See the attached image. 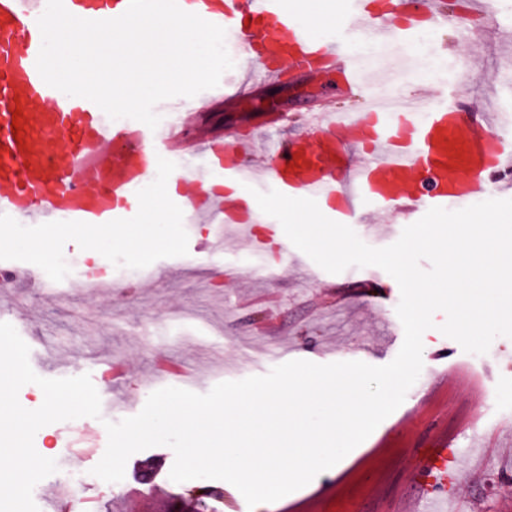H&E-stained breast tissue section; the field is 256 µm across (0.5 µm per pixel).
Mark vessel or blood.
<instances>
[{
  "instance_id": "1",
  "label": "vessel or blood",
  "mask_w": 512,
  "mask_h": 512,
  "mask_svg": "<svg viewBox=\"0 0 512 512\" xmlns=\"http://www.w3.org/2000/svg\"><path fill=\"white\" fill-rule=\"evenodd\" d=\"M47 0H0V226L19 221L78 227L130 224L142 209L141 189L155 169L157 149L175 152L191 141L201 162L182 173L170 200L179 212L210 224L248 231L265 251L277 228L252 232L238 199L205 193L215 170L224 184L242 183L315 199L336 222L357 219L361 208L409 219L485 194L512 169V143L503 136L512 115L471 118L464 107L429 104L413 92L403 112L379 108L368 72L352 52L361 38L412 43L417 31L444 26L443 0H342L335 34L322 37L290 12L285 0H178L186 12L223 27L226 38L253 67L255 78L220 82L204 101L179 102L170 125L156 134L140 121L115 123L92 101L47 85L36 60L42 44L38 19ZM86 20L121 16L129 0H64ZM318 79L339 74L345 91L361 92L362 112L312 114L306 136L267 143L255 161L252 139L198 133L206 110L274 82L283 72ZM21 111L20 134L12 114ZM416 468L431 483L448 473V443L416 449Z\"/></svg>"
}]
</instances>
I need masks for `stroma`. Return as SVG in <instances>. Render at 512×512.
Returning <instances> with one entry per match:
<instances>
[{
  "label": "stroma",
  "mask_w": 512,
  "mask_h": 512,
  "mask_svg": "<svg viewBox=\"0 0 512 512\" xmlns=\"http://www.w3.org/2000/svg\"><path fill=\"white\" fill-rule=\"evenodd\" d=\"M485 24L463 40L454 26L431 29V51L445 63L431 81L433 98L448 105L482 101L488 112L512 113V81L484 79L487 71H512V0H489ZM272 101L283 116L275 128L288 138L304 131L311 112L325 107L363 109L362 98L345 94L335 79L316 80L303 73L268 83L260 98L212 110L206 127L221 134H245L265 120L260 107ZM132 241L110 244L100 238V254L127 257L136 274L120 288L86 287L92 266L83 242L59 225L55 250L74 260L64 295L49 298L28 288L0 293V322L12 324L30 348L33 370L44 378L75 377L91 372V356L124 361L129 373L113 390H100L102 404L136 415L148 396L162 388L152 379L159 356L174 360L185 375L172 386L199 394L218 383L267 374L278 363L308 360L317 364L362 360L390 363L401 345L391 336L399 317L401 293L394 278L380 272L376 296L361 295V268L331 274L291 241L262 256L264 271L245 259L251 249L243 234L227 230L216 249L214 225L132 224ZM149 245V257L129 259L135 242ZM152 287H142L143 272ZM446 316L435 312L433 343L422 355L423 369L404 402L344 458L340 470H327L305 487L266 504L262 512H295L328 484L340 483L341 503L322 504L321 512H404L409 495L419 491L411 452L431 437L447 440L453 469L442 487L463 512H512V460L486 447L483 433L512 421V338L494 339L480 358L464 352L443 335ZM367 354L358 355V346ZM101 421L59 422L34 437L38 453L64 469L93 468L107 446ZM171 448L157 446L133 454L117 483L87 487V512H203L193 495L196 481L170 479ZM150 468V481L140 477Z\"/></svg>",
  "instance_id": "35a3bbf8"
}]
</instances>
